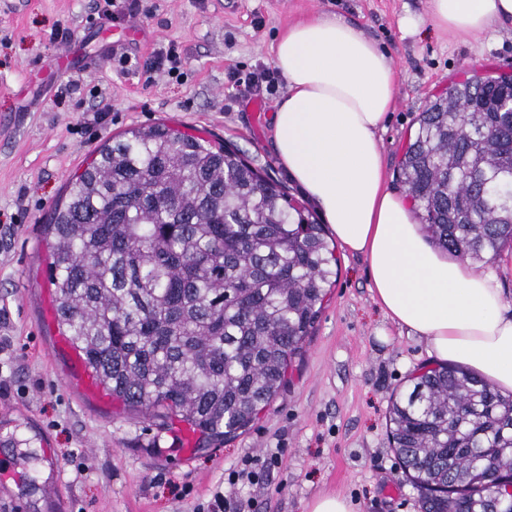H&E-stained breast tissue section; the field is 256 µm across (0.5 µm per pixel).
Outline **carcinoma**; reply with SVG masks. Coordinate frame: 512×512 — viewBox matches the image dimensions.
Returning <instances> with one entry per match:
<instances>
[{
    "label": "carcinoma",
    "mask_w": 512,
    "mask_h": 512,
    "mask_svg": "<svg viewBox=\"0 0 512 512\" xmlns=\"http://www.w3.org/2000/svg\"><path fill=\"white\" fill-rule=\"evenodd\" d=\"M512 77L448 86L399 176L430 241L457 259L512 242ZM48 234L58 322L127 407L220 440L281 391L336 270L325 225L230 144L164 123L104 145ZM390 444L423 512H512V395L460 366L410 379Z\"/></svg>",
    "instance_id": "1"
}]
</instances>
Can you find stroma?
Wrapping results in <instances>:
<instances>
[{"mask_svg": "<svg viewBox=\"0 0 512 512\" xmlns=\"http://www.w3.org/2000/svg\"><path fill=\"white\" fill-rule=\"evenodd\" d=\"M104 0H0V512H195L248 455H280L257 485L240 487L259 512H304L321 493L354 512H421L387 438L391 397L431 359L390 324L370 291L364 258L338 253V274L280 395L245 432L198 439L184 456V424L159 428L102 389L76 391L84 369L54 318L43 228L65 184L113 136L163 122L234 144L252 165L296 183L270 139L287 88L262 111L235 97L229 69L272 64L281 33L322 13L345 17L388 53L396 105L382 134L392 185L427 102L474 74L512 73V29L474 40L401 19L427 17L428 0H145L144 14L100 24ZM66 29L63 41L50 35ZM175 43L180 78L145 84L134 62ZM131 57L129 66L113 52ZM103 121H94L100 107Z\"/></svg>", "mask_w": 512, "mask_h": 512, "instance_id": "stroma-1", "label": "stroma"}]
</instances>
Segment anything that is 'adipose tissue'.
<instances>
[{
	"label": "adipose tissue",
	"instance_id": "1",
	"mask_svg": "<svg viewBox=\"0 0 512 512\" xmlns=\"http://www.w3.org/2000/svg\"><path fill=\"white\" fill-rule=\"evenodd\" d=\"M480 37L512 26V0H429L423 24ZM273 63L287 94L272 118L276 156L346 253L364 258L375 302L428 355L512 393V305L497 261L474 272L421 235L405 195L388 185L380 134L395 107L390 57L346 18L321 14L280 36Z\"/></svg>",
	"mask_w": 512,
	"mask_h": 512
}]
</instances>
